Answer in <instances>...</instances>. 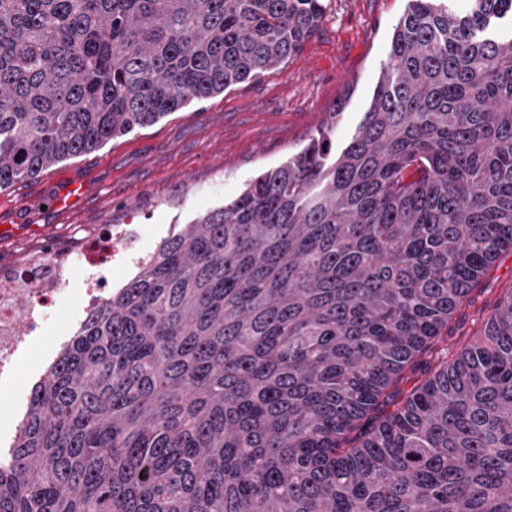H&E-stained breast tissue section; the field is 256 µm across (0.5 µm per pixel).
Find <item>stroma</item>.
<instances>
[{
	"label": "stroma",
	"mask_w": 512,
	"mask_h": 512,
	"mask_svg": "<svg viewBox=\"0 0 512 512\" xmlns=\"http://www.w3.org/2000/svg\"><path fill=\"white\" fill-rule=\"evenodd\" d=\"M406 0H326L325 16L280 68L153 125L110 140L40 175L0 190V272L46 248L81 252L105 224H134L139 248L154 253L175 229L235 198L259 171L308 144L331 113L344 144L368 108ZM80 193L64 209L51 202L70 185ZM43 335L27 338L20 369L0 389V434L15 436L33 387L84 318L79 274L66 277Z\"/></svg>",
	"instance_id": "1"
}]
</instances>
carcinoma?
I'll return each mask as SVG.
<instances>
[{"label": "carcinoma", "instance_id": "cac0c4a2", "mask_svg": "<svg viewBox=\"0 0 512 512\" xmlns=\"http://www.w3.org/2000/svg\"><path fill=\"white\" fill-rule=\"evenodd\" d=\"M407 0L340 113L166 238L34 388L0 512H512V0ZM325 0H0V189L257 79ZM512 285V255L508 254L500 258L495 268L491 272V279L485 288H492V291L487 290L484 295L480 297L478 303L485 300L492 301L498 293V288H509Z\"/></svg>", "mask_w": 512, "mask_h": 512}]
</instances>
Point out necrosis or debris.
I'll return each instance as SVG.
<instances>
[{
	"instance_id": "4bbe7bcc",
	"label": "necrosis or debris",
	"mask_w": 512,
	"mask_h": 512,
	"mask_svg": "<svg viewBox=\"0 0 512 512\" xmlns=\"http://www.w3.org/2000/svg\"><path fill=\"white\" fill-rule=\"evenodd\" d=\"M145 259L138 232L131 225H104L77 255L49 252L8 276H0V388L14 378L26 337L40 335L49 325L53 308L64 293V274L84 275V312L97 308L112 290L108 270L136 266Z\"/></svg>"
}]
</instances>
